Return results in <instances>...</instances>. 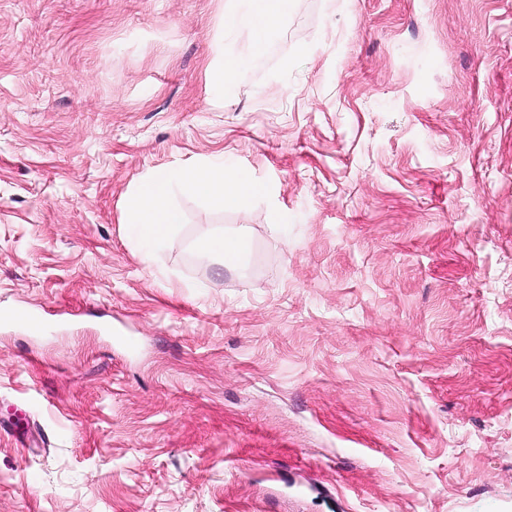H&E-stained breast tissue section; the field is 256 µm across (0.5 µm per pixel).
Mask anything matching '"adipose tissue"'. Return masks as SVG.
Returning <instances> with one entry per match:
<instances>
[{
	"label": "adipose tissue",
	"instance_id": "ef3b65f1",
	"mask_svg": "<svg viewBox=\"0 0 512 512\" xmlns=\"http://www.w3.org/2000/svg\"><path fill=\"white\" fill-rule=\"evenodd\" d=\"M290 8L291 0H235L225 10V30H247L252 42L248 53H222L211 76L215 89H223L225 79L237 75L265 49L271 31ZM177 190L189 192L218 210L241 208L256 193L253 183L236 168L225 165L220 156L191 168L148 173L124 208V222L144 259L162 251L182 222L181 212L171 203ZM248 251L247 239L227 229L200 240L194 248L199 263L216 264L231 273L242 270Z\"/></svg>",
	"mask_w": 512,
	"mask_h": 512
}]
</instances>
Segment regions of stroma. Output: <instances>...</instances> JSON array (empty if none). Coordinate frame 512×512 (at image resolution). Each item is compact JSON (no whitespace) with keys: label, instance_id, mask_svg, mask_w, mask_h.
<instances>
[{"label":"stroma","instance_id":"obj_1","mask_svg":"<svg viewBox=\"0 0 512 512\" xmlns=\"http://www.w3.org/2000/svg\"><path fill=\"white\" fill-rule=\"evenodd\" d=\"M227 5L0 0V512H512V0H294L219 99ZM175 190L187 191L218 210L240 209L256 194V187L239 170L216 156L191 167L148 173L127 198L124 224L148 261L162 251L182 223L171 203ZM249 251L247 239L238 232L226 227L196 243L194 254L201 264H216L231 273H238L243 268L244 259Z\"/></svg>","mask_w":512,"mask_h":512}]
</instances>
